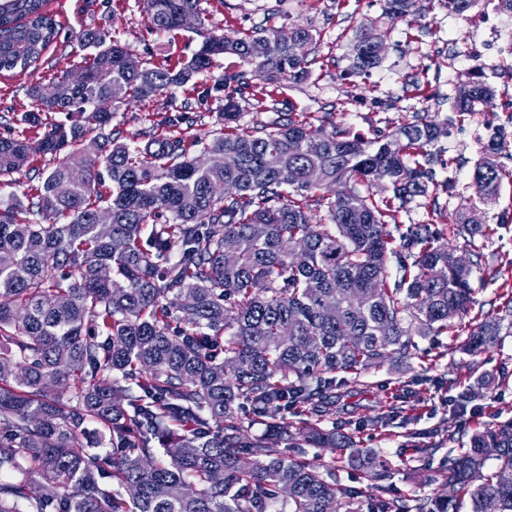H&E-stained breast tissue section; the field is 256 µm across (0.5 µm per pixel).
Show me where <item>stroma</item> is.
I'll list each match as a JSON object with an SVG mask.
<instances>
[{"instance_id":"obj_1","label":"stroma","mask_w":512,"mask_h":512,"mask_svg":"<svg viewBox=\"0 0 512 512\" xmlns=\"http://www.w3.org/2000/svg\"><path fill=\"white\" fill-rule=\"evenodd\" d=\"M204 29L239 37L274 28L289 34L305 27L313 34L308 55L310 74L300 81L266 84L252 79L253 96L241 103L240 125L272 127L293 112L312 126L329 120L355 136L374 138L412 121L415 114L446 123L447 133L434 149L457 162L456 193L429 190L401 210L386 230L400 236L412 224H445L450 214L477 205L482 221L496 225V234L456 238L457 254L477 250L482 261L472 273L476 303L483 304L512 290V53L488 46L470 62L448 58V42L476 29L486 15L498 12L500 0H480L464 13H449L435 4L421 15L396 23L383 18V0H201ZM46 9L59 24L57 38L23 73H0V117L20 115L27 89L37 79L76 70L83 50L81 30L105 28L136 58L177 65L201 42L200 31L160 33L149 29L143 0H48ZM387 27L380 63L368 74L351 73L352 45L361 23ZM481 80L495 91L485 109L458 116L453 101L459 86ZM192 87L162 95L145 106L117 112L112 129L119 141L135 140L149 120L177 115L184 101L196 99ZM224 124L215 102H204L194 123L171 128L185 142H210ZM501 135L498 161L507 171L496 196L473 203V170L493 133ZM474 323L457 322L454 335L442 337L443 358L423 363L412 358L368 370L359 379L336 386V426L360 447L370 448L390 464L393 494L424 497L446 492L439 471L463 434L512 419V336L472 357L461 347ZM401 413H392L393 404ZM430 448L431 456L409 448L410 439Z\"/></svg>"}]
</instances>
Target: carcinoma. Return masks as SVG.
I'll return each mask as SVG.
<instances>
[{
    "instance_id": "cac0c4a2",
    "label": "carcinoma",
    "mask_w": 512,
    "mask_h": 512,
    "mask_svg": "<svg viewBox=\"0 0 512 512\" xmlns=\"http://www.w3.org/2000/svg\"><path fill=\"white\" fill-rule=\"evenodd\" d=\"M420 2L384 0V15L402 19ZM143 8L162 32L201 14L200 0ZM386 33L359 27L357 73L380 63L372 49ZM57 35L45 0H0V72L27 70ZM201 37L178 69L142 59L130 70L111 32L85 29L77 39L89 50L87 82L59 102L45 98L43 82L30 84L28 105L0 136V177L58 159L23 197L0 201V512H512V486L497 478L512 471L511 420L473 432L441 467L452 495L425 498L391 494L386 463L323 426L335 373L357 378L387 361L426 359L433 347L414 337L448 333L474 305L480 253L456 265L435 224L410 225L396 246L386 231L429 187L455 191L456 179L439 182L435 170L451 172L454 161L428 150L440 124L421 118L365 140L289 112L276 127L240 129L239 98L224 90L243 76L211 75L217 59L236 55L269 84L302 78L315 61L293 42L312 33ZM205 73L200 94L217 103L224 133L203 145L204 162L158 124L131 142L108 132L122 107ZM493 96L475 81L454 107L465 115ZM498 154L493 142L475 165L480 200L499 191ZM372 183L392 195L362 190ZM101 209L112 211L106 232L94 221ZM448 229L494 233L474 215L448 216ZM297 241L306 255L294 265ZM390 254L399 269L391 285ZM505 336L512 292L489 301L463 352L477 356ZM290 409L310 420L291 429ZM255 424L284 448L249 435ZM104 439L109 455L93 451ZM325 447L348 452L379 496L363 504L334 460L290 457Z\"/></svg>"
}]
</instances>
